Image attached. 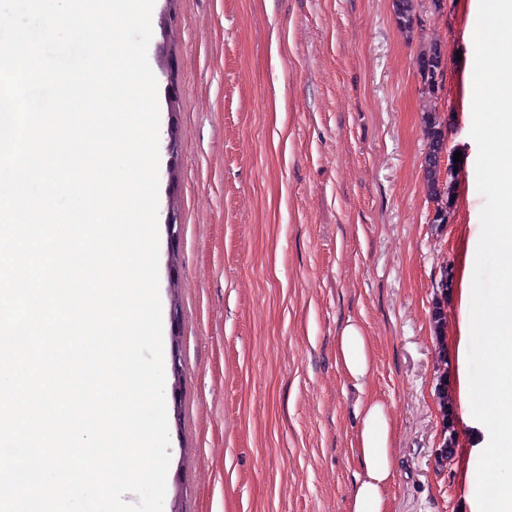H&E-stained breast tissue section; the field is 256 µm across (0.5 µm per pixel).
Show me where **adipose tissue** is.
Listing matches in <instances>:
<instances>
[{
	"label": "adipose tissue",
	"mask_w": 512,
	"mask_h": 512,
	"mask_svg": "<svg viewBox=\"0 0 512 512\" xmlns=\"http://www.w3.org/2000/svg\"><path fill=\"white\" fill-rule=\"evenodd\" d=\"M336 355L345 376L364 381L372 368L371 343L361 323L348 321L336 339ZM395 428L385 405L375 398L362 404L361 426L355 439L360 462L347 500V512H391L389 486L395 470Z\"/></svg>",
	"instance_id": "adipose-tissue-1"
}]
</instances>
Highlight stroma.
<instances>
[{
  "instance_id": "35a3bbf8",
  "label": "stroma",
  "mask_w": 512,
  "mask_h": 512,
  "mask_svg": "<svg viewBox=\"0 0 512 512\" xmlns=\"http://www.w3.org/2000/svg\"><path fill=\"white\" fill-rule=\"evenodd\" d=\"M477 0L419 8L402 34L391 0H176L171 36L180 109L175 182L180 236H159L164 346L180 379L166 398L170 465L163 512H346L360 469L359 401L384 400L395 425L392 512H471L465 469L481 433L456 412L452 461L439 455L437 370L456 390L462 314L448 303L435 339L432 282L442 261L463 276L484 199L470 136ZM441 37L442 106L461 151L455 215L428 222L426 142L415 66ZM359 320L375 365L348 380L336 338Z\"/></svg>"
}]
</instances>
